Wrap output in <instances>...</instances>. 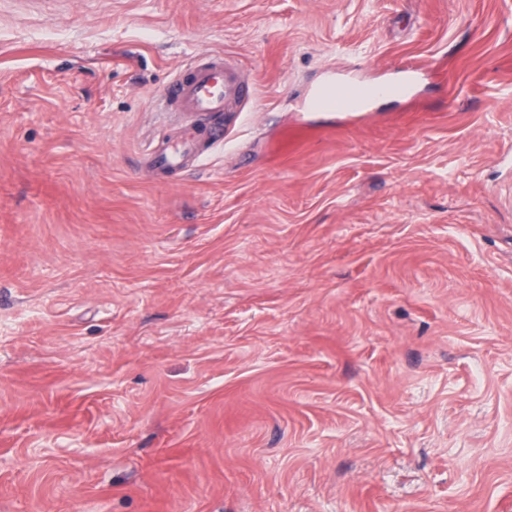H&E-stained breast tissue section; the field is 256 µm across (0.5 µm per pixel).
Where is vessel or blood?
Segmentation results:
<instances>
[{"mask_svg":"<svg viewBox=\"0 0 512 512\" xmlns=\"http://www.w3.org/2000/svg\"><path fill=\"white\" fill-rule=\"evenodd\" d=\"M254 97L237 66L223 55L204 52L181 69L164 87L163 98L169 111L186 118L207 117L210 121L208 139L211 146L223 144L224 115L243 111ZM196 150L193 138L178 146L162 149L156 157L160 170L182 169L186 158Z\"/></svg>","mask_w":512,"mask_h":512,"instance_id":"1","label":"vessel or blood"}]
</instances>
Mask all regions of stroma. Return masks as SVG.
Wrapping results in <instances>:
<instances>
[{
	"instance_id": "35a3bbf8",
	"label": "stroma",
	"mask_w": 512,
	"mask_h": 512,
	"mask_svg": "<svg viewBox=\"0 0 512 512\" xmlns=\"http://www.w3.org/2000/svg\"><path fill=\"white\" fill-rule=\"evenodd\" d=\"M0 512H512V0H0ZM162 96L170 112L209 119L208 139L214 149L226 138L224 112H243L254 90L242 81L233 62L204 52L165 85ZM196 150L194 139L188 137L181 145L163 148L156 157L157 167L164 173L182 169L189 154L193 153L197 162L201 159L203 154Z\"/></svg>"
}]
</instances>
